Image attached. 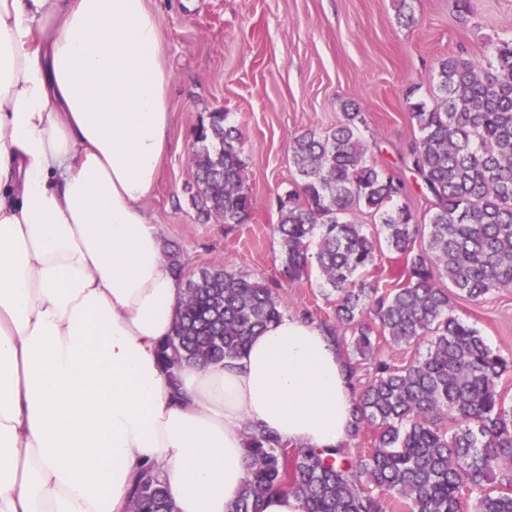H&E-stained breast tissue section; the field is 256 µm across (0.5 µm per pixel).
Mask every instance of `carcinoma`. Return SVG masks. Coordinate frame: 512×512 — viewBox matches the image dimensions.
Returning a JSON list of instances; mask_svg holds the SVG:
<instances>
[{
  "label": "carcinoma",
  "mask_w": 512,
  "mask_h": 512,
  "mask_svg": "<svg viewBox=\"0 0 512 512\" xmlns=\"http://www.w3.org/2000/svg\"><path fill=\"white\" fill-rule=\"evenodd\" d=\"M436 100L409 103L419 137L406 165L430 208L418 221L401 175L368 159L365 117L344 105L324 133L293 139L302 192L278 197L282 274L308 273L309 248L323 287L336 295L319 327L339 348L348 383L360 362L373 375L355 397L351 436L370 427L371 447L290 443L263 428L246 437L248 478L232 512H259L274 492L299 498L304 512H512V405L497 390L509 363L480 332L454 314L455 297L479 301L512 288V39L493 47L488 65L448 56L434 75ZM193 150L198 220L232 229L246 223L253 198L244 177L238 130L212 112ZM367 209L378 223L352 219ZM426 238L420 249L415 242ZM404 264L389 289L355 275L377 267L381 243ZM285 315L273 289L220 267L185 282L174 334L158 357L176 379L185 364H222L242 355L253 336ZM397 347L429 342L425 356L399 365L378 355L379 340ZM457 423L448 431L444 421ZM128 512H172L168 490L151 467L136 476Z\"/></svg>",
  "instance_id": "cac0c4a2"
}]
</instances>
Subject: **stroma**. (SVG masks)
<instances>
[{
  "mask_svg": "<svg viewBox=\"0 0 512 512\" xmlns=\"http://www.w3.org/2000/svg\"><path fill=\"white\" fill-rule=\"evenodd\" d=\"M415 21L398 20L397 0H148L158 15L170 74V146L145 204L165 248L178 251L186 276L221 267L264 281L287 315H330L317 270L297 281L281 274L277 198L299 188L291 160L295 136L333 128L342 106H360L362 137L382 167L403 168L419 132L406 96L428 100L438 59L486 61L488 47L512 38V0H409ZM227 112L241 133L254 209L226 230L198 223L189 157L195 131L211 112ZM455 313L512 362V289H496Z\"/></svg>",
  "mask_w": 512,
  "mask_h": 512,
  "instance_id": "stroma-1",
  "label": "stroma"
}]
</instances>
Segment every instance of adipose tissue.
<instances>
[{
    "instance_id": "1",
    "label": "adipose tissue",
    "mask_w": 512,
    "mask_h": 512,
    "mask_svg": "<svg viewBox=\"0 0 512 512\" xmlns=\"http://www.w3.org/2000/svg\"><path fill=\"white\" fill-rule=\"evenodd\" d=\"M169 82L147 0H0V512H126L147 465L173 512H230L248 428L352 429L339 351L300 317L170 385L184 281L144 209Z\"/></svg>"
}]
</instances>
